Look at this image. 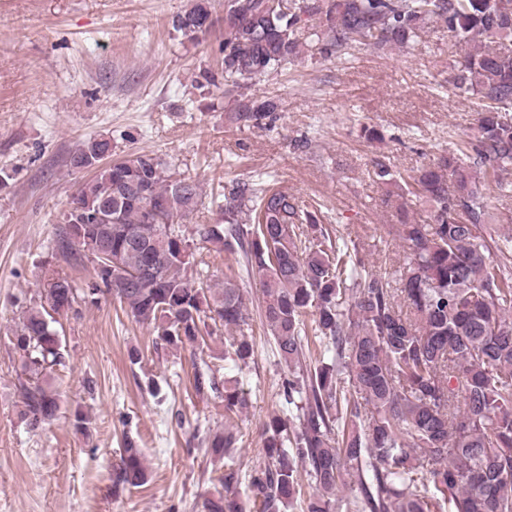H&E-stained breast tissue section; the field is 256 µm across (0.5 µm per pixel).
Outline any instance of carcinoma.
<instances>
[{
  "instance_id": "1",
  "label": "carcinoma",
  "mask_w": 512,
  "mask_h": 512,
  "mask_svg": "<svg viewBox=\"0 0 512 512\" xmlns=\"http://www.w3.org/2000/svg\"><path fill=\"white\" fill-rule=\"evenodd\" d=\"M209 18V0H195L173 27L186 37ZM310 22L321 53L343 59L365 48H402L434 25L470 47L454 86L480 101L476 133L416 176L396 175L384 163L376 170L398 201L404 274L390 281L357 244L331 239L320 212L260 183L224 188L223 223L187 231L184 219L205 206L196 180H171L170 166L148 153L104 165L112 140L91 138L71 164L96 174L78 188V212L64 214L53 250L85 259L75 238L109 214L121 267L94 271L85 288L58 275L25 311L13 336L26 376L20 418L31 430L56 419L59 395L45 382L63 354L51 314L66 315L99 294L117 299L173 349L198 343L218 323L235 330L224 361L247 364L249 306L234 276L205 288L188 273L199 240L240 255L257 276L262 322L288 368L283 395L295 411L266 423L264 463L248 475L261 512H287L302 466L312 479L306 512H334L345 490L353 493L354 512H512V236L498 233L502 218L487 202L489 191L508 190L503 177L512 171V0H288L286 12L272 0H227L221 70L202 78L234 98L232 121L259 125L277 111L273 99L235 92L241 79L299 57L308 46L299 30ZM422 204L430 212L424 224L411 215ZM152 256L161 258L158 279L126 283ZM309 330L329 353L314 367L303 362ZM194 388L219 392L203 371ZM245 406L237 381L224 380V412ZM236 442L225 429L207 445L222 458ZM145 480L143 454L128 442L113 484ZM218 481L221 489L204 497L202 512H243L240 471L227 467Z\"/></svg>"
}]
</instances>
